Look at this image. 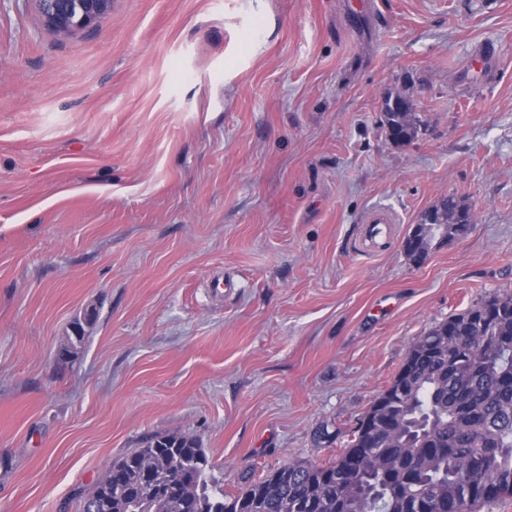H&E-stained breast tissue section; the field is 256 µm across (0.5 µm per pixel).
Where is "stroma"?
Instances as JSON below:
<instances>
[{
  "mask_svg": "<svg viewBox=\"0 0 512 512\" xmlns=\"http://www.w3.org/2000/svg\"><path fill=\"white\" fill-rule=\"evenodd\" d=\"M353 2L113 0L60 36L0 0V512H79L158 434L233 494L327 461L419 336L512 294V0ZM444 195L471 231L412 263ZM383 115L385 121L383 126L387 124L390 128L397 130L399 134V142H407L417 136L421 120L416 112H412V105L407 104L406 99L400 95L393 97L388 95L383 102ZM387 127L386 133L392 139V131ZM365 224L369 225L363 243L372 248H381L385 244L390 224H393L392 218L387 214L375 212L366 218Z\"/></svg>",
  "mask_w": 512,
  "mask_h": 512,
  "instance_id": "1",
  "label": "stroma"
}]
</instances>
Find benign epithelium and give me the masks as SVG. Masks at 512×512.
<instances>
[{
    "label": "benign epithelium",
    "mask_w": 512,
    "mask_h": 512,
    "mask_svg": "<svg viewBox=\"0 0 512 512\" xmlns=\"http://www.w3.org/2000/svg\"><path fill=\"white\" fill-rule=\"evenodd\" d=\"M46 26L58 34L97 27L110 19L112 0H35Z\"/></svg>",
    "instance_id": "7a95c632"
}]
</instances>
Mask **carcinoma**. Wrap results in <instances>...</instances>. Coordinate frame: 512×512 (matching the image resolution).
<instances>
[{
	"label": "carcinoma",
	"mask_w": 512,
	"mask_h": 512,
	"mask_svg": "<svg viewBox=\"0 0 512 512\" xmlns=\"http://www.w3.org/2000/svg\"><path fill=\"white\" fill-rule=\"evenodd\" d=\"M385 124L399 141L417 136L421 120L402 96L383 102ZM470 207L443 196L419 218L405 253L418 262L434 240L465 237ZM402 368L368 412L388 420L363 457L347 470L348 455L363 446L356 430L345 448L322 463L290 460L269 469L238 493L209 486L212 458L194 435H155L145 447L112 464V477L95 483L81 512H339L341 485L381 480L375 496L353 512H467L478 503L512 497V295L493 294L436 324L409 348ZM172 476L179 486L152 493Z\"/></svg>",
	"instance_id": "cac0c4a2"
}]
</instances>
